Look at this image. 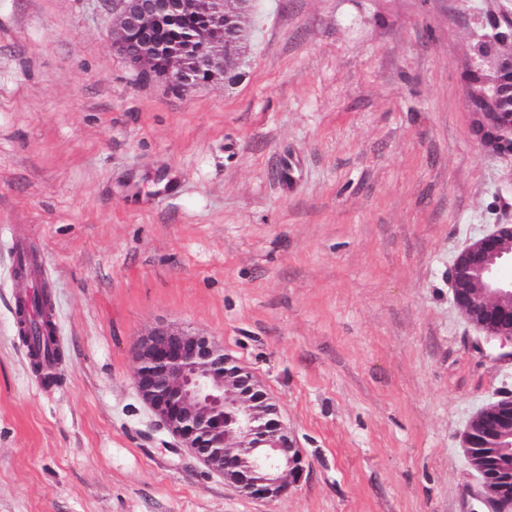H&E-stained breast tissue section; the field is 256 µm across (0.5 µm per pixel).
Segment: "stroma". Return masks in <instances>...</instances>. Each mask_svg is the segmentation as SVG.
Returning <instances> with one entry per match:
<instances>
[{
  "mask_svg": "<svg viewBox=\"0 0 512 512\" xmlns=\"http://www.w3.org/2000/svg\"><path fill=\"white\" fill-rule=\"evenodd\" d=\"M512 0H251L239 77L189 91L112 49L114 0H0V512H487L472 417L512 349L456 307L455 256L512 224L463 72ZM51 293L60 384L15 322ZM210 336L308 462L237 495L133 385L161 324Z\"/></svg>",
  "mask_w": 512,
  "mask_h": 512,
  "instance_id": "obj_1",
  "label": "stroma"
}]
</instances>
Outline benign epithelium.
<instances>
[{
    "instance_id": "benign-epithelium-1",
    "label": "benign epithelium",
    "mask_w": 512,
    "mask_h": 512,
    "mask_svg": "<svg viewBox=\"0 0 512 512\" xmlns=\"http://www.w3.org/2000/svg\"><path fill=\"white\" fill-rule=\"evenodd\" d=\"M249 0H118L112 47L146 80L195 89L224 81L239 68L248 25ZM160 18L173 25L193 21L182 36L159 41L152 34ZM138 34L132 38V34ZM468 102L487 105L470 112L472 128L493 124V97ZM512 224H498L455 258L450 285L467 319L489 340L512 345V320L488 315L491 305L512 314ZM133 384L141 402L186 452L238 495L273 501L301 482L304 457L276 401L252 370L224 353L215 339L189 328L161 325L135 345ZM468 464L481 478L490 512H512V393L488 404L471 419L464 435Z\"/></svg>"
}]
</instances>
